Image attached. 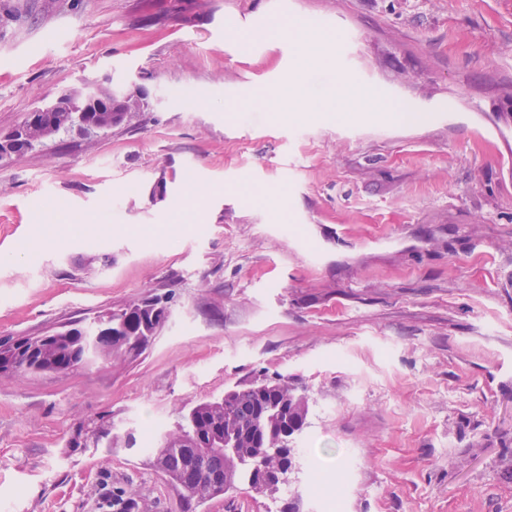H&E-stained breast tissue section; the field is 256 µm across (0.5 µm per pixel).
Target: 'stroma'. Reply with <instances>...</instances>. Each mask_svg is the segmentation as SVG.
Here are the masks:
<instances>
[{"label":"stroma","instance_id":"stroma-1","mask_svg":"<svg viewBox=\"0 0 512 512\" xmlns=\"http://www.w3.org/2000/svg\"><path fill=\"white\" fill-rule=\"evenodd\" d=\"M301 23L402 120L236 113L300 66L266 29ZM83 79L149 107L0 159V336L147 292L170 316L125 364L0 382V512H112L129 481L184 512L163 434L279 375L310 398L293 448L338 482L194 512H512V0H0V135ZM105 415L134 446L67 455Z\"/></svg>","mask_w":512,"mask_h":512}]
</instances>
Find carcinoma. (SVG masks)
<instances>
[{"mask_svg": "<svg viewBox=\"0 0 512 512\" xmlns=\"http://www.w3.org/2000/svg\"><path fill=\"white\" fill-rule=\"evenodd\" d=\"M51 137L53 133L28 122L22 140L10 144V153L20 158ZM165 309L163 298L144 296L107 312L90 325L77 321L63 325L55 342L41 351L17 345L11 359L0 366V380L29 373L67 374L77 361L104 368L123 363L149 345L165 323ZM308 414V397L285 376L231 389L223 398L191 407L181 423L162 436L154 466L179 489L188 509L214 497L207 488L211 478L221 494L239 484L274 493L277 488L268 486L270 478L286 467L297 466L286 431L304 429ZM217 428L223 431L224 446H203ZM91 432L96 446L130 447V436L116 429L108 416L94 423ZM144 510L140 488L133 482L112 489V512Z\"/></svg>", "mask_w": 512, "mask_h": 512, "instance_id": "obj_1", "label": "carcinoma"}]
</instances>
